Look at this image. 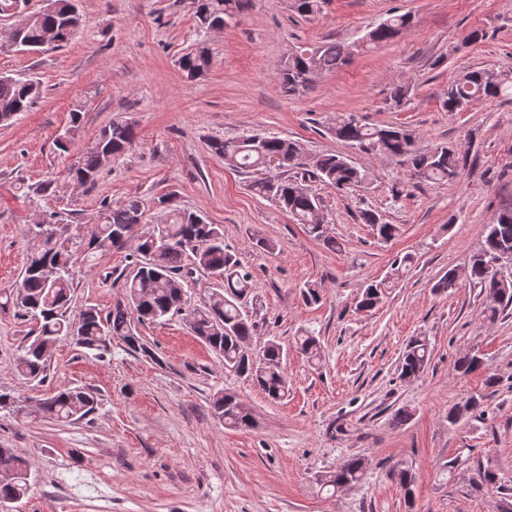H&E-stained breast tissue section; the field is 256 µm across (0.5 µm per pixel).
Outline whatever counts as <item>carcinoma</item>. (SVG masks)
Wrapping results in <instances>:
<instances>
[{
  "label": "carcinoma",
  "instance_id": "1",
  "mask_svg": "<svg viewBox=\"0 0 512 512\" xmlns=\"http://www.w3.org/2000/svg\"><path fill=\"white\" fill-rule=\"evenodd\" d=\"M249 0H191L199 28L204 31L222 28L246 7ZM83 22L77 0H48L39 17L28 26L21 39V50L44 48L42 35L52 29L58 32L56 46L69 43ZM411 22L407 14H388L367 33L369 43L387 42L396 37ZM360 44L345 45L332 41L314 47H300L290 53L281 72V85L287 93L307 89L315 75L335 71L346 65ZM211 65L206 48L197 47L178 59L179 68L188 76L204 74ZM509 82L506 74L478 68L460 75L448 85L443 108L460 112L472 103L495 98ZM41 96L40 83L35 79L0 76V124L8 125L21 112L28 111ZM328 130L337 140L364 152L400 160L411 176L424 181H452L459 176V153L446 145L430 150L416 148L413 132L387 125H369L353 113H339L331 119ZM134 127L129 122H112L102 127L69 176L82 184L96 180L108 161L128 152L135 143ZM212 150L228 164L252 174L264 170L265 158H283L282 172L269 179L255 177L250 188L254 194L274 200L278 206L303 225L307 234L327 249L336 251V239L326 235L322 199L310 186L292 174L305 167L300 145L274 134L256 133L240 140H214ZM308 178L338 190L359 186L366 174L356 167L349 156L325 153L312 162ZM168 210L163 224L149 226L137 236L136 270L125 282L124 299L116 302L106 314L87 307L79 316L78 334L72 332L69 318L71 292L74 288V266L77 261H91L92 255L112 247L124 246L139 228L137 218L145 217L141 197L130 196L115 206H106L103 220L87 228L81 236L70 224H28L25 235L40 238L38 248L30 253L17 294L12 303L38 325L37 335L22 347L17 370L30 382L46 378L47 359L44 350L63 338H69L80 348L105 351L111 341L119 338L128 348L146 353L142 338L132 328L133 321L154 323L182 312L186 313L192 333L201 339L220 359L224 367L249 378L269 399L278 401L288 394V377L283 365L287 352L277 340L271 339L255 352L249 339L256 330L247 303L254 293L252 273L237 254L224 245V228L210 224L202 216L175 206L172 197L160 198ZM359 220L372 226L378 240L388 243L400 235L396 224L380 221L379 215L365 209ZM414 265L411 253L397 256L389 275L366 284L356 307L360 311L376 308L390 283L401 278ZM495 266L506 277L488 276L487 267ZM219 278V287L212 290L208 301L199 308L185 310L184 284L194 278L198 269ZM468 284L485 295L486 317L494 321L499 314L512 308V206H505L485 225L480 249L471 255L463 274L450 269L435 285L450 293ZM294 345L309 360L321 359L318 338L308 331L294 337ZM430 360L429 344L423 336L408 341L399 361L400 376L415 378L424 373ZM484 360L478 354H466L455 362V371L467 376L482 369ZM98 405L96 396L83 388H64L38 402L45 417L56 422H77L93 414ZM214 416L224 426L249 429L255 421L250 410L233 394L218 392L211 402ZM484 413L482 400L470 396L448 410V423L455 425L475 414ZM368 463L361 457H347L336 467L320 475L321 487L334 492L360 482ZM11 477L0 482V499L20 500L30 490L31 462L15 448H0V471ZM390 477L406 493L412 492L415 475L406 468L393 469Z\"/></svg>",
  "mask_w": 512,
  "mask_h": 512
}]
</instances>
